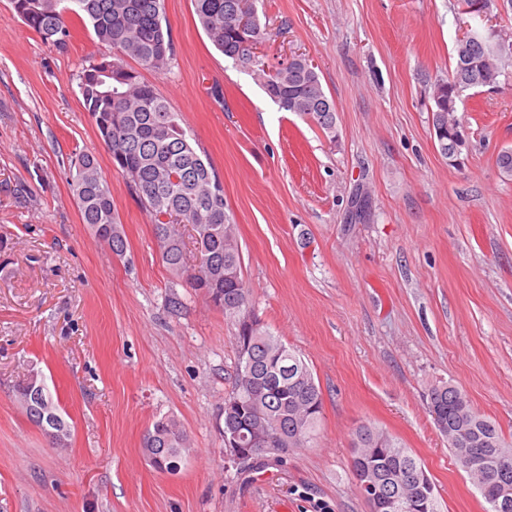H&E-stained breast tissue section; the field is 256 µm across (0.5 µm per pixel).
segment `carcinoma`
<instances>
[{
    "mask_svg": "<svg viewBox=\"0 0 512 512\" xmlns=\"http://www.w3.org/2000/svg\"><path fill=\"white\" fill-rule=\"evenodd\" d=\"M196 16L213 45L224 57L260 80L281 109L295 112L315 122L329 134L336 132L334 120H320L321 113L335 111L325 94L317 71L310 70L306 58L298 56L286 68L270 66L264 59L246 54L243 44L262 43L267 38L261 26L256 0H193ZM18 17L42 41L59 50L68 47L72 35L70 21L89 24L99 43L109 52L93 60L79 74L83 106L112 156L117 172L126 180L141 208L153 220V234L162 261L171 276L186 281L215 306L225 318L236 323L237 362L231 391L224 397V412L241 407V431L256 429L267 437L263 454L275 462L288 452L304 448L315 439L323 401L307 364L279 337L250 319L249 290L242 277L241 247L236 224L227 210L224 188L211 163L196 151L181 126L179 113L172 110L155 87L128 65H139L164 73L173 61V43L165 14V0H12ZM250 17L240 28L236 18ZM461 42L454 47V66L448 79L433 84V128L447 143L459 140L462 120L458 103L473 88L493 89L502 73L503 52L485 53L480 48L467 52L466 71H461ZM69 186L77 201L82 222L109 247L124 255L127 241L118 224L112 192L97 159L85 152L75 154ZM167 215L164 222L160 216ZM257 351L255 362L244 358L243 350ZM292 364L304 370L303 384L275 372ZM28 383L18 385L17 398L36 424L47 425L55 441L68 436L62 418L49 421L43 408L28 402ZM463 393L450 381H441L428 390V411L440 433L448 435V422L463 416L471 434L482 441L490 467H506L512 472V443L500 427L473 409L469 399L459 408L452 394ZM164 444L169 448L166 468L175 472L190 448L185 429L178 419L165 416L152 425L144 439V451ZM356 448H370L362 458L353 456L352 472L366 500L371 493L362 475L402 482L411 470L425 472L397 439L385 431L362 425L355 433ZM394 512H439L434 484L418 495L403 494Z\"/></svg>",
    "mask_w": 512,
    "mask_h": 512,
    "instance_id": "1",
    "label": "carcinoma"
}]
</instances>
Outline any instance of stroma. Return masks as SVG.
Segmentation results:
<instances>
[{"label": "stroma", "instance_id": "stroma-1", "mask_svg": "<svg viewBox=\"0 0 512 512\" xmlns=\"http://www.w3.org/2000/svg\"><path fill=\"white\" fill-rule=\"evenodd\" d=\"M174 59L145 81L179 112L224 183L250 308L297 351L323 397L313 444L243 473L224 450L235 326L161 260L150 216L115 172L78 88L105 47L78 26L41 41L0 0V512H370L351 473L357 428L410 448L440 512H486L424 395L445 380L512 441V55L497 88L458 105L469 138L445 158L431 86L466 27L512 43L458 0H258L273 63L313 59L336 107L324 133L281 111L214 48L192 0H165ZM94 154L128 247L83 224L74 149ZM368 194V223L351 202ZM178 297L179 309L169 305ZM38 377L70 426L55 444L16 387ZM172 415L193 448L173 473L142 451Z\"/></svg>", "mask_w": 512, "mask_h": 512}]
</instances>
